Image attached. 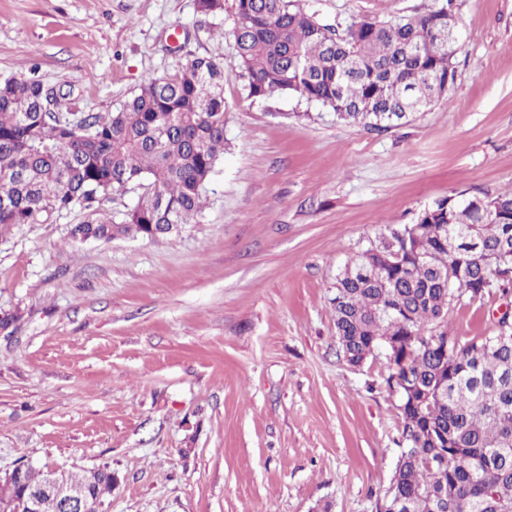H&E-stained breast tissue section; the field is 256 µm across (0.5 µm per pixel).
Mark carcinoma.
Listing matches in <instances>:
<instances>
[{
  "instance_id": "1",
  "label": "carcinoma",
  "mask_w": 512,
  "mask_h": 512,
  "mask_svg": "<svg viewBox=\"0 0 512 512\" xmlns=\"http://www.w3.org/2000/svg\"><path fill=\"white\" fill-rule=\"evenodd\" d=\"M454 0L415 19L362 20L343 34L299 0H235L232 50L248 95L288 94L336 119L382 129L444 95L466 39L448 41ZM34 78L0 83V229L41 214L92 208L134 185L120 224L101 215L70 228L79 242L179 232L202 213L224 158V65L196 56L151 77L115 111L70 120L46 108ZM506 224L441 199L348 262L331 298L345 360L360 366L396 344L385 384L403 419L396 467L380 512H512V326L462 343L444 329L458 292L512 284V192L493 197ZM47 472L26 464L22 487Z\"/></svg>"
}]
</instances>
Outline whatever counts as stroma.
Returning a JSON list of instances; mask_svg holds the SVG:
<instances>
[{
  "label": "stroma",
  "mask_w": 512,
  "mask_h": 512,
  "mask_svg": "<svg viewBox=\"0 0 512 512\" xmlns=\"http://www.w3.org/2000/svg\"><path fill=\"white\" fill-rule=\"evenodd\" d=\"M344 30L444 0H301ZM458 78L409 121H338L249 97L234 10L196 0H0V81L37 73L62 113L114 111L198 55L224 63V158L180 233L72 241L111 195L0 230V476L107 468L103 512H375L402 418L384 355L339 353L338 270L434 201L512 189V0H456ZM508 299L461 298L460 341L493 336Z\"/></svg>",
  "instance_id": "stroma-1"
}]
</instances>
